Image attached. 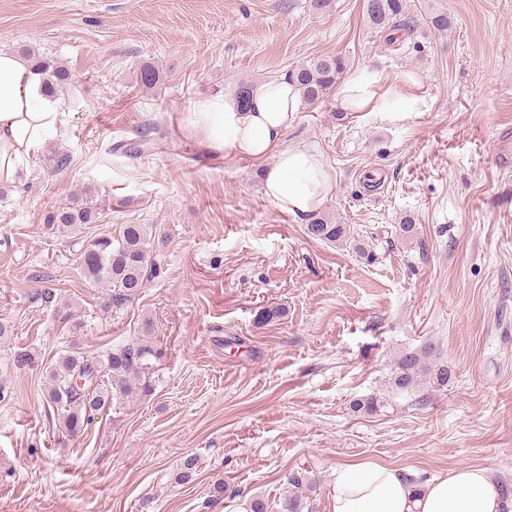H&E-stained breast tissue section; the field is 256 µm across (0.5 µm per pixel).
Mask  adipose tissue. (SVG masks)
Masks as SVG:
<instances>
[{"mask_svg":"<svg viewBox=\"0 0 512 512\" xmlns=\"http://www.w3.org/2000/svg\"><path fill=\"white\" fill-rule=\"evenodd\" d=\"M301 92L281 74L200 101L197 111L209 147L219 153L271 158L263 171L266 196L281 210L304 219L319 211L335 181L321 155L306 146L286 147L285 131L301 108ZM63 105L42 91L31 62L0 50V181L13 180L22 160L57 134ZM332 512H512L507 492L486 467L462 465L421 479L373 461L336 471Z\"/></svg>","mask_w":512,"mask_h":512,"instance_id":"obj_1","label":"adipose tissue"}]
</instances>
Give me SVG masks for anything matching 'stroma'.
<instances>
[{
    "label": "stroma",
    "mask_w": 512,
    "mask_h": 512,
    "mask_svg": "<svg viewBox=\"0 0 512 512\" xmlns=\"http://www.w3.org/2000/svg\"><path fill=\"white\" fill-rule=\"evenodd\" d=\"M411 4L414 32L390 47L363 0H0V49L53 58L74 83L61 135L0 184V512H249L257 496L283 512L294 472L309 482L302 512H331L336 469L363 460L425 479L479 465L512 484V166L498 140L512 128V0ZM440 11L453 27L438 34L426 17ZM323 55L379 81L376 111L331 96L283 138L335 178L323 211L348 225L343 245L264 195L266 161L211 150L196 113ZM85 188L100 223L46 224ZM124 224L156 225L161 273L105 314L78 257ZM264 307L283 313L261 324ZM142 338L164 352L150 395L62 434L50 363ZM428 343L448 386L391 391L402 351ZM23 349L34 360L19 369ZM369 397L378 411L354 410ZM189 455L197 475L177 483Z\"/></svg>",
    "instance_id": "obj_1"
}]
</instances>
